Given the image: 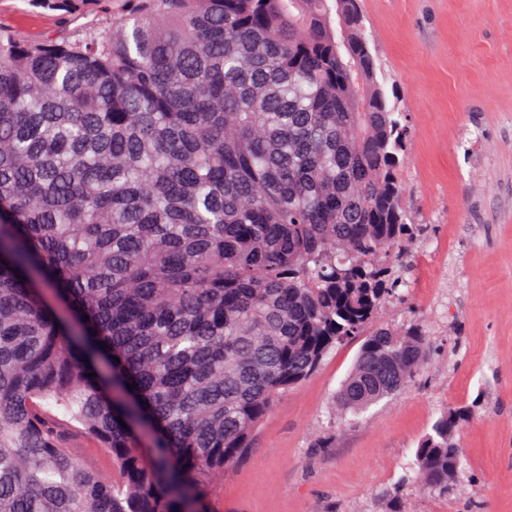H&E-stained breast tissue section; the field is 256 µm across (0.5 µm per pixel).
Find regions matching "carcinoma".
I'll use <instances>...</instances> for the list:
<instances>
[{"mask_svg":"<svg viewBox=\"0 0 512 512\" xmlns=\"http://www.w3.org/2000/svg\"><path fill=\"white\" fill-rule=\"evenodd\" d=\"M107 2L79 36L0 28V512H210L423 231L359 0ZM426 345L372 329L337 405L399 392ZM469 414L418 442L425 487ZM70 443L72 448H77L81 454L93 456L92 462L103 477L111 480L116 478L107 457L96 450L92 441L81 434H76L70 437Z\"/></svg>","mask_w":512,"mask_h":512,"instance_id":"1","label":"carcinoma"}]
</instances>
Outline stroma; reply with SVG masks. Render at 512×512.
Returning a JSON list of instances; mask_svg holds the SVG:
<instances>
[{"instance_id": "stroma-1", "label": "stroma", "mask_w": 512, "mask_h": 512, "mask_svg": "<svg viewBox=\"0 0 512 512\" xmlns=\"http://www.w3.org/2000/svg\"><path fill=\"white\" fill-rule=\"evenodd\" d=\"M102 0L53 10L0 0V26L32 39L103 21ZM378 77L408 127L402 179L414 223L406 285L377 322L419 323L421 368L360 415L334 396L363 343L337 345L267 414L253 453L214 482V512H512V0H361ZM472 417L454 492L409 464L441 410Z\"/></svg>"}]
</instances>
